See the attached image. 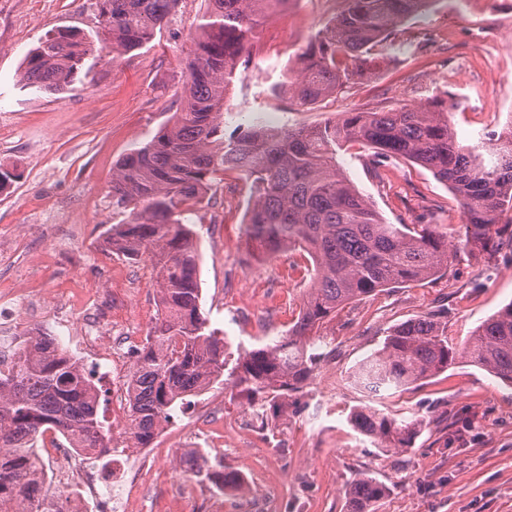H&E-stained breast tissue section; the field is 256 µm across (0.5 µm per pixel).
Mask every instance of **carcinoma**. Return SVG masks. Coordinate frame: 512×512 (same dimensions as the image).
Returning a JSON list of instances; mask_svg holds the SVG:
<instances>
[{
  "mask_svg": "<svg viewBox=\"0 0 512 512\" xmlns=\"http://www.w3.org/2000/svg\"><path fill=\"white\" fill-rule=\"evenodd\" d=\"M179 0H98L99 29L92 41L73 29L40 39L21 64L28 89L71 88L88 56L121 54L150 43L171 23ZM207 9L186 59L182 111L154 138L123 157L112 179V199L126 218L107 230L106 247L134 260L151 255L157 276L158 316L129 384L128 420L137 448H147L188 397L227 376L261 410L288 409L333 349L313 338L347 303L381 288H395L447 272L459 254L494 262L512 224V131L496 138L488 165L482 146L457 140L444 113L427 106L344 112L317 125L274 129L263 125L224 139L226 90L251 58L259 27L288 0H206ZM345 9L300 55L302 70L288 81L300 107L321 102L365 75L377 46L406 20L438 0H344ZM359 142L378 160L399 158L428 169L456 195L464 216L456 242L432 224H388L336 164V153ZM228 171L251 182L247 245L264 258L300 249L314 273L297 318L233 362L224 338L200 308L199 254L191 216L210 185ZM512 384V303L483 321L457 353L448 346L443 313H429L387 332L379 348L352 370L364 390L400 389L448 370L456 361ZM99 395L85 371L49 337L25 338L11 370L0 373V502L34 512L38 440L48 432L75 448H104L109 429L98 417ZM348 422L383 451L411 447L421 422L372 406L352 409ZM217 492L243 489L240 475L219 467L198 473ZM388 492L372 477L355 479L349 512H368Z\"/></svg>",
  "mask_w": 512,
  "mask_h": 512,
  "instance_id": "cac0c4a2",
  "label": "carcinoma"
}]
</instances>
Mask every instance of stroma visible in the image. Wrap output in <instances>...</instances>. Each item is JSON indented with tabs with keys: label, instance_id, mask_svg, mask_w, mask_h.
Segmentation results:
<instances>
[{
	"label": "stroma",
	"instance_id": "stroma-1",
	"mask_svg": "<svg viewBox=\"0 0 512 512\" xmlns=\"http://www.w3.org/2000/svg\"><path fill=\"white\" fill-rule=\"evenodd\" d=\"M343 0H289L265 29L279 47L255 45L224 105V135L255 124L288 128L317 124L341 113L413 108L439 98L458 139L476 142L512 130V0H440L407 20L381 49L376 68L332 101L296 106L272 90L297 76L299 54L341 13ZM206 9L204 0H179L174 19L146 46L115 56L97 53L63 93L22 88L21 62L40 38L60 27L92 37L97 0H0V160L19 174L0 194V336L56 335L58 310L78 316L92 298L111 294L114 318L126 336H147L157 314L156 274L149 254L128 260L104 249L105 232L124 215L112 200L118 162L149 142L181 108L188 79L183 64ZM490 28L495 44L485 60L473 36ZM372 149L353 143L337 160L348 179L391 224H433L456 238L463 216L448 186L402 159L372 167ZM211 205L192 217L200 255L201 306L236 359L259 339L287 330L310 278L306 253L286 251L262 261L246 248L244 224L251 195L243 174L229 172L211 189ZM63 210V224L41 223L37 212ZM43 298L42 319L31 323L9 300ZM512 302V248L492 265L460 256L443 276L387 289L346 305L320 336L336 348L286 412L268 416L263 433L225 439L226 468L252 469L246 494L226 491L223 512H245L244 495L271 494L278 512H348L347 490L372 476L389 491L375 512H512V387L478 367L456 363L416 385L386 393L392 413L421 420L412 447L374 448L347 422L367 404L352 387L353 367L376 349L388 329L437 309L448 316V344L462 350L483 320ZM238 389L214 385L155 435L163 448L147 512H171L170 491L180 469V440L201 419L244 414Z\"/></svg>",
	"mask_w": 512,
	"mask_h": 512
}]
</instances>
